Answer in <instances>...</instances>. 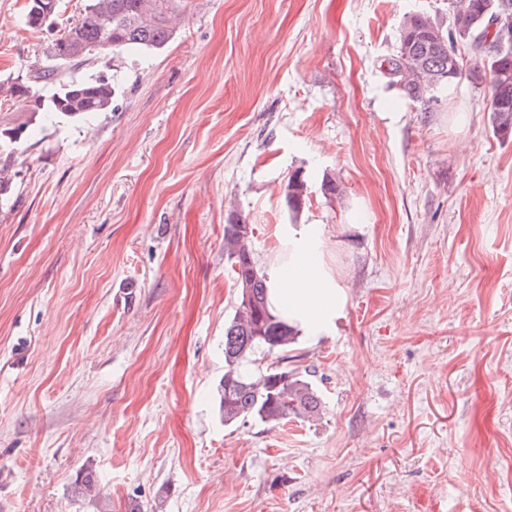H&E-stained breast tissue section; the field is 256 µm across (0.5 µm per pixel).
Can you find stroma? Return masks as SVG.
<instances>
[{"label": "stroma", "instance_id": "35a3bbf8", "mask_svg": "<svg viewBox=\"0 0 512 512\" xmlns=\"http://www.w3.org/2000/svg\"><path fill=\"white\" fill-rule=\"evenodd\" d=\"M28 3L0 0L2 83L85 6L33 29ZM178 10L164 48L76 70L111 79L110 110L0 152V512H512V137L485 86L422 104L384 64L448 0ZM233 212L263 270L285 226L318 225L347 292L287 352L313 420L219 413ZM83 470L98 499L74 498ZM308 198L307 183L303 176L296 172L288 179L285 191V200L288 210L299 211L306 204Z\"/></svg>", "mask_w": 512, "mask_h": 512}]
</instances>
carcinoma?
I'll return each instance as SVG.
<instances>
[{"label": "carcinoma", "instance_id": "1", "mask_svg": "<svg viewBox=\"0 0 512 512\" xmlns=\"http://www.w3.org/2000/svg\"><path fill=\"white\" fill-rule=\"evenodd\" d=\"M177 0H88L85 15L65 26L48 52V62L23 85L0 84V95L33 99L26 120L14 123L0 117V141L21 139L40 114L81 117L105 112L112 105V83L97 76L66 80L70 70L95 64L109 54L129 49L159 50L174 36L171 15ZM448 29L421 12L408 15L388 74L405 97L428 102L435 93L460 78L458 58L448 46L462 41L474 51L470 69L475 83L488 87V111L494 134L512 136V50L501 51L498 34H490L499 18L512 20V0H448ZM110 48L101 46L104 40ZM55 84L49 100L32 92V84ZM308 198L307 183L296 172L288 179L285 200L298 211ZM252 229L238 215L224 225V253L230 262L238 307L224 327V376L219 387V411L224 424L258 420L272 426L289 418L302 421L321 414L322 400L312 382L294 370L267 363L273 354L288 352L297 333L275 317L267 305L266 275L251 249ZM81 498L97 495V480L85 471L73 483Z\"/></svg>", "mask_w": 512, "mask_h": 512}]
</instances>
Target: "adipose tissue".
Listing matches in <instances>:
<instances>
[{
	"instance_id": "ef3b65f1",
	"label": "adipose tissue",
	"mask_w": 512,
	"mask_h": 512,
	"mask_svg": "<svg viewBox=\"0 0 512 512\" xmlns=\"http://www.w3.org/2000/svg\"><path fill=\"white\" fill-rule=\"evenodd\" d=\"M283 244L268 272L270 309L300 335L318 340L333 332L343 316L346 291L319 260L323 240L316 225L289 227Z\"/></svg>"
}]
</instances>
